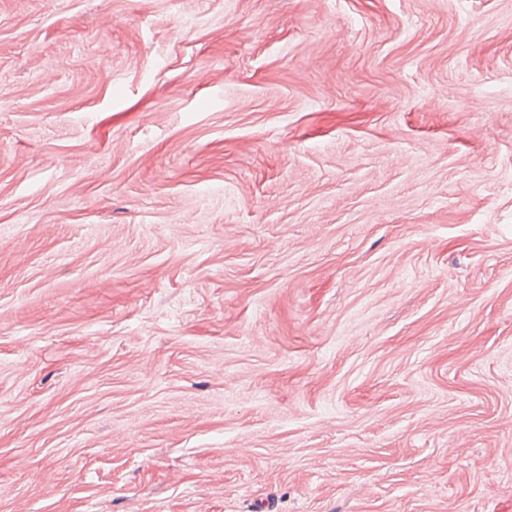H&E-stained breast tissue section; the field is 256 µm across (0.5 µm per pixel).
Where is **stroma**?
Returning a JSON list of instances; mask_svg holds the SVG:
<instances>
[{
  "label": "stroma",
  "mask_w": 512,
  "mask_h": 512,
  "mask_svg": "<svg viewBox=\"0 0 512 512\" xmlns=\"http://www.w3.org/2000/svg\"><path fill=\"white\" fill-rule=\"evenodd\" d=\"M0 512H512V0H0Z\"/></svg>",
  "instance_id": "1"
}]
</instances>
